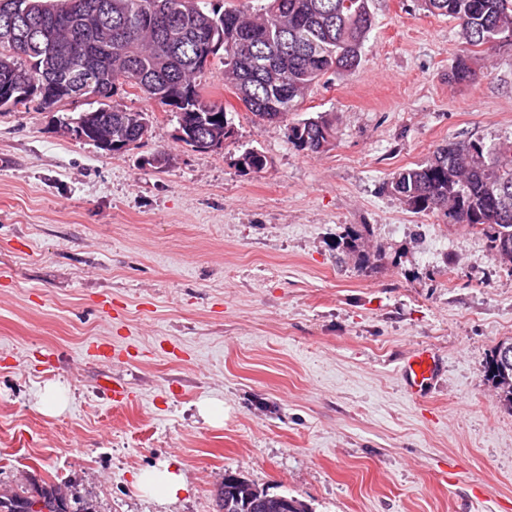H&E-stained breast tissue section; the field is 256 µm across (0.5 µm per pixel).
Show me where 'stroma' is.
I'll list each match as a JSON object with an SVG mask.
<instances>
[{"label": "stroma", "instance_id": "stroma-1", "mask_svg": "<svg viewBox=\"0 0 512 512\" xmlns=\"http://www.w3.org/2000/svg\"><path fill=\"white\" fill-rule=\"evenodd\" d=\"M369 5L360 66L300 105L334 122L318 153L245 110L219 64L198 80L234 133L207 152L133 89L105 104L153 121L117 153L64 127L98 98L0 108V497L47 482L93 512H218L231 471L311 512H512V408L485 373L512 339V265L390 189L449 142H512V46L472 54L459 84L453 20ZM364 225L366 269L341 245ZM105 341L123 356L89 359ZM421 348L442 373L413 397L399 366ZM166 462L186 489L162 502L137 478Z\"/></svg>", "mask_w": 512, "mask_h": 512}]
</instances>
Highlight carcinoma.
Returning <instances> with one entry per match:
<instances>
[{"mask_svg": "<svg viewBox=\"0 0 512 512\" xmlns=\"http://www.w3.org/2000/svg\"><path fill=\"white\" fill-rule=\"evenodd\" d=\"M432 14L451 18L469 47L489 52L512 43V0H423ZM105 8L103 34L85 45L96 56L89 88L139 90L163 106L178 97L190 126L188 138L233 134L224 106L210 101L197 83L198 75L214 61L224 66V87L244 95L246 109L261 121H282L298 111L307 91L328 73L351 72L374 26L369 0H266L256 13L247 10L202 9L198 0H0V28L10 26L15 45L0 42V107L27 106L18 88L52 78L79 91L75 78L85 73L82 58L70 53L73 26L79 16ZM175 22L180 35L167 40L158 14ZM28 65H18L20 59ZM449 78L473 80L468 59H457ZM141 112H102L95 135L112 136L110 151L127 142L138 144L146 129ZM333 137V123L323 116L296 119L288 124V139L299 149L318 153ZM242 169L258 173L265 157L256 150L241 155ZM391 188L417 213L442 211L453 224L485 235L490 249L512 243V143L480 140L450 143L437 148L429 160L404 168ZM345 251L366 267L369 256L364 234L346 232ZM487 377L512 407V369H497L495 356L486 364ZM41 501L49 512H94L73 509L53 486L22 488L0 499L4 512H29ZM220 512H259L234 487L224 488Z\"/></svg>", "mask_w": 512, "mask_h": 512, "instance_id": "obj_1", "label": "carcinoma"}]
</instances>
